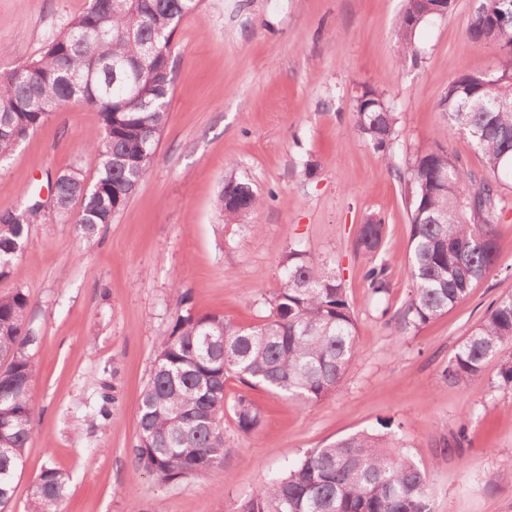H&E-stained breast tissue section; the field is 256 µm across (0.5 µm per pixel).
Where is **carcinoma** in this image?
<instances>
[{
	"label": "carcinoma",
	"instance_id": "carcinoma-1",
	"mask_svg": "<svg viewBox=\"0 0 512 512\" xmlns=\"http://www.w3.org/2000/svg\"><path fill=\"white\" fill-rule=\"evenodd\" d=\"M200 0H89L50 40L39 57L0 74V162L30 133L71 101L95 109L100 126L86 142L98 164L88 191L75 166L48 179L72 218L76 235L91 242L126 207L152 172L174 84L173 40ZM455 0H403L395 35L400 54L416 56L417 29L452 12ZM475 44H496L501 56L490 76L460 72L440 103L446 127L409 156L398 171L409 221L406 301L393 317L398 334L420 329L468 297L497 259L496 220L503 190L512 189V0H480L467 28ZM399 113L374 88L357 96L352 135L383 160L394 152ZM457 132L484 161L473 175L441 140ZM75 216H70L74 204ZM40 196L0 216V280L11 276L28 244ZM250 184L231 174L217 198L228 224L257 210ZM388 225L378 214L359 225L355 250L367 259L364 277L386 294L381 259ZM29 296L0 295V512H9L15 480L33 432L37 405L35 363L39 336L27 322ZM357 327L346 290L328 262L288 248L280 259L269 313L240 327L218 314L177 316L157 342L150 379L138 405L135 459L156 480L207 477L222 466L224 383L264 388L310 403L336 393L357 349ZM499 361V386L512 390V293L499 296L442 375L455 383ZM237 428L253 434L262 415L241 395L232 404ZM68 482L48 466L29 488L28 512H59ZM428 472L389 433L359 431L307 452L285 476L240 501L234 512H432Z\"/></svg>",
	"mask_w": 512,
	"mask_h": 512
}]
</instances>
